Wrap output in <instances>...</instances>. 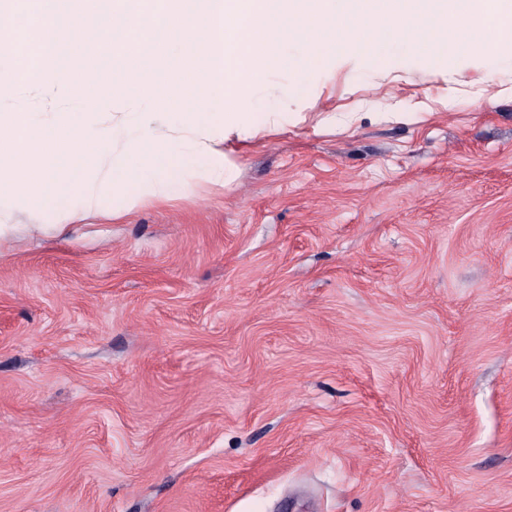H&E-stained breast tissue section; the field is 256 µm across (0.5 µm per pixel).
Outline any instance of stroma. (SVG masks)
<instances>
[{"instance_id": "1", "label": "stroma", "mask_w": 512, "mask_h": 512, "mask_svg": "<svg viewBox=\"0 0 512 512\" xmlns=\"http://www.w3.org/2000/svg\"><path fill=\"white\" fill-rule=\"evenodd\" d=\"M227 186L0 241V512H512V55L269 72Z\"/></svg>"}]
</instances>
